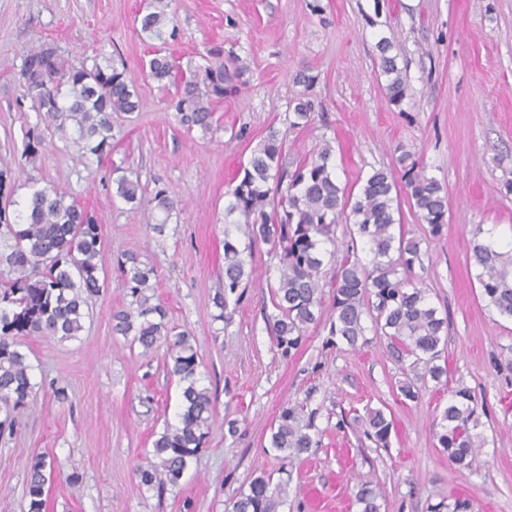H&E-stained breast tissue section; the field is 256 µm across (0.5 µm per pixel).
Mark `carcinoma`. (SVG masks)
Listing matches in <instances>:
<instances>
[{
    "instance_id": "obj_1",
    "label": "carcinoma",
    "mask_w": 512,
    "mask_h": 512,
    "mask_svg": "<svg viewBox=\"0 0 512 512\" xmlns=\"http://www.w3.org/2000/svg\"><path fill=\"white\" fill-rule=\"evenodd\" d=\"M170 0H151L140 18V31L160 38L173 23L167 12ZM379 75L385 80L391 104L401 105L407 85L391 43L385 37L376 44ZM232 67L215 53L183 77L177 109L181 122L191 129L208 131L213 112L224 99L225 82L239 78L238 58ZM149 77L169 81L175 62L163 50L153 51ZM24 97L43 114L47 125L60 132L72 128V141L81 155L98 159L112 151V113L132 114L139 109L133 82L109 58L92 66L70 63L59 53L35 47L24 58ZM289 107L290 129L311 122L313 103L305 92L294 96ZM47 150L43 136L28 133L26 154L35 159ZM283 139L272 133L253 150L249 165L231 191L224 209V290L213 303L228 318L229 298L252 278L248 258L259 244L278 260L279 278L273 287L272 330L284 356L298 350L303 336L320 319L323 305L321 270L327 243L335 244L336 226L349 221L347 251L357 243L367 248L369 260L346 258L332 281L329 335L349 347L368 344L367 332L385 336L389 348L403 366L405 379L398 391L406 400L419 398V383L426 378L439 382L447 369L436 364L448 333V320L427 299L426 291L413 278L420 261V239L401 230L400 196L413 206L433 237L448 223V195L442 185L425 175L423 166L404 151L397 168H379L364 181L356 197L349 199L336 182L333 149L325 143L314 155L287 174L282 167ZM276 187H270V182ZM115 193L131 208L143 202L138 180L124 175L115 179ZM476 230L469 241V259L487 305L500 316L512 319V249L502 252ZM104 246L100 224L76 201L52 185L34 182L14 221L0 209V430L14 427L30 407L36 383L21 338L49 336L74 340L84 330V320L100 295ZM118 287L131 298L112 313V332L130 338L143 352L165 348L170 374L179 378L181 411L153 441L152 457L137 468L140 484L163 491L175 485L192 459L203 448L214 403L209 388L198 377L199 358L186 331L169 325L167 310L152 302L149 290L153 267L138 254L126 252L117 258ZM371 325H366V319ZM366 435L378 447L390 444L393 422L381 409L369 411ZM477 405L464 388L450 391L448 406L434 424L437 446L457 465H467L483 447ZM314 440L298 425L296 408L286 406L271 427L270 447L283 459L310 451ZM54 464L44 456L30 465L26 480L29 512H43L47 472ZM287 494V484L273 483L271 476L253 478L248 491L233 501L232 512H278ZM379 491L363 483L356 492L361 512H380Z\"/></svg>"
}]
</instances>
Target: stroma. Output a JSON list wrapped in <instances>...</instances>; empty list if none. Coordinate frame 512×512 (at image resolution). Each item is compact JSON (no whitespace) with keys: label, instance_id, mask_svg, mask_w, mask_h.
Instances as JSON below:
<instances>
[{"label":"stroma","instance_id":"1","mask_svg":"<svg viewBox=\"0 0 512 512\" xmlns=\"http://www.w3.org/2000/svg\"><path fill=\"white\" fill-rule=\"evenodd\" d=\"M149 3L0 0V169L16 178L0 207L14 217L27 179L53 184L96 216L107 278L78 339L24 341L37 394L13 433L0 434V512H28L27 472L40 454L79 476L74 485L63 478L47 485L45 512H232L233 494L262 473L287 483L280 512H359L354 494L368 481L381 488V512H427L428 504L458 498L472 512H512V321L487 306L468 259L478 225L512 245V0H320L319 13L310 0H172L177 31L162 41L139 32L137 17ZM383 36L407 79L399 107L378 76ZM41 45L75 64L107 55L136 83L140 108L113 114L109 156L80 157L46 127L47 151L26 159L25 133L40 118L23 96L21 68L27 51ZM157 46L183 66L216 46L245 61L210 131L180 123L179 81L148 78ZM302 70L315 78L306 90L293 81ZM300 91L314 104L313 119L292 132L288 106ZM273 131L289 170L330 143L337 182L351 194L404 151L447 188L440 237L426 236L409 205L401 222L422 240L414 273L448 319V385L430 381L418 400L403 399L387 338L357 350L329 344L326 315L299 351L282 356L269 326L277 262L263 245L231 320L217 319L224 206L252 150ZM122 175L144 188L140 208L116 197ZM160 188L178 203L167 219L152 202ZM158 222L160 234L152 229ZM125 252L153 266L155 296L170 324L190 333L215 401L203 449L161 492L141 486L135 469L175 423L180 385L162 352L142 354L112 332V310L126 302L116 266ZM461 387L477 402L485 441L467 469L441 452L431 432L449 389ZM286 404L303 408L300 424L317 442L288 460L269 443ZM378 408L395 425L386 448L364 435L368 410Z\"/></svg>","mask_w":512,"mask_h":512}]
</instances>
